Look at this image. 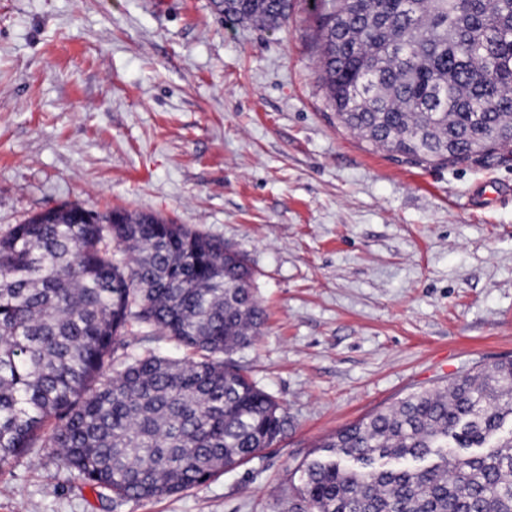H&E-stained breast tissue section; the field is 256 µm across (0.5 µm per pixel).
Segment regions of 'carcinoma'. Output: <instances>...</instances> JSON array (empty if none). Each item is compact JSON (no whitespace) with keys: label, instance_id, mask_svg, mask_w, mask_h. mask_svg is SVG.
Returning <instances> with one entry per match:
<instances>
[{"label":"carcinoma","instance_id":"obj_1","mask_svg":"<svg viewBox=\"0 0 512 512\" xmlns=\"http://www.w3.org/2000/svg\"><path fill=\"white\" fill-rule=\"evenodd\" d=\"M339 122L426 164L512 149V0H313ZM276 30L288 0H213ZM79 202L0 237V466L54 448L85 484L152 500L272 447L276 399L233 355L266 313L224 241L164 217ZM197 352L114 359L131 324ZM110 365H105L106 360ZM512 360L342 428L290 479L307 512H512Z\"/></svg>","mask_w":512,"mask_h":512}]
</instances>
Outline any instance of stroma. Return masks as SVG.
Instances as JSON below:
<instances>
[{"mask_svg": "<svg viewBox=\"0 0 512 512\" xmlns=\"http://www.w3.org/2000/svg\"><path fill=\"white\" fill-rule=\"evenodd\" d=\"M290 3L271 31L212 0H0V236L78 201L224 240L266 311L235 360L288 416L271 448L159 500L117 499L39 448L0 470V512H288L325 437L512 359V154L418 164L345 129L310 0ZM123 341L190 355L146 328Z\"/></svg>", "mask_w": 512, "mask_h": 512, "instance_id": "obj_1", "label": "stroma"}]
</instances>
